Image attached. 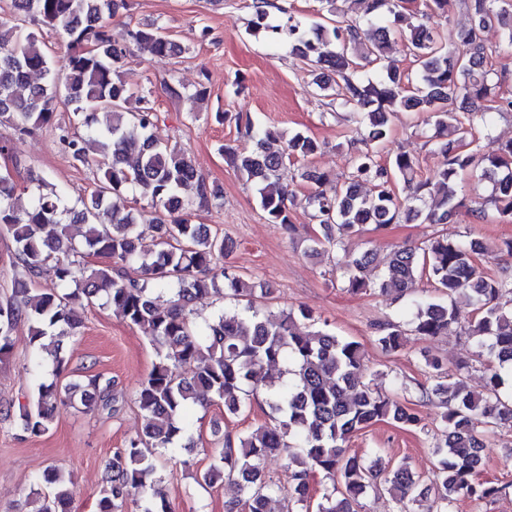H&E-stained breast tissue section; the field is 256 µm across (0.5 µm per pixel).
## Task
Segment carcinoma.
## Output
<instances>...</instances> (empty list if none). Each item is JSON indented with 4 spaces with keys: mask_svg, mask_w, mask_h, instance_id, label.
<instances>
[{
    "mask_svg": "<svg viewBox=\"0 0 512 512\" xmlns=\"http://www.w3.org/2000/svg\"><path fill=\"white\" fill-rule=\"evenodd\" d=\"M324 2L329 18L320 23L290 15L270 24L268 9L275 4L269 0L256 2L254 21L311 62L313 84L360 112L367 130L343 183L330 184L322 172L304 173L315 185L305 202L320 228L310 253L333 251L368 224L377 229L410 221L446 224L461 210L484 219L483 208L469 207L458 194V179L467 172L492 184L489 203L500 216L512 218V140L485 153L471 148L478 123L512 109V99L501 93L503 72L494 64L498 47L484 38L496 27L502 43L512 45V4L466 0L470 25L444 31L423 22L407 0H354L353 17L338 13L334 0ZM122 5L123 0H7L0 13V123L12 124L21 137L53 132L81 164L90 162L92 152L104 159L93 191L78 205L69 204L44 176L33 175L22 186L0 173V230L11 236L26 276L14 295L0 302V362L11 354L18 322H28L30 342L46 350L45 338L75 335L82 323L79 309L98 300L145 330L158 362L137 395L143 425L109 462L97 512H128L131 503L139 512H170L156 488L161 482L157 457L192 447L189 407L219 400L224 413L236 416L247 397L260 393L274 414L271 422L225 433L224 446L212 449L213 465L196 474L200 485L226 478L237 486L239 499L226 504V512H267L274 495L307 510L317 474L327 484L316 512H356L360 497L380 489L401 505L400 512H413L410 506L422 495L418 477L403 464L383 472L347 445L380 421L417 428L422 413L365 382L358 342L311 328V311L303 306L273 309L267 284L224 266L225 239L191 223L193 208L219 199L220 190L198 173L187 152L155 139L151 100L134 96L122 81L120 69L130 49L114 42L110 30ZM30 25L58 33L65 52L50 54ZM396 31L407 35L417 65L413 72L385 62ZM130 37L153 56L182 53L159 27L139 28ZM364 63L374 67L373 74L358 75ZM133 98L137 106L130 108ZM60 112L69 113L68 122L59 121ZM397 112L436 118L432 145L443 166L434 178H417L419 162L405 152L388 164L379 159ZM247 126L254 147L235 155V166L256 186L268 222L288 224L295 194L280 182L279 171L314 154L318 144L303 132L286 138L271 126ZM270 141L282 142V149L268 150ZM364 182L373 184L372 193H361ZM28 191L31 203L23 208L18 200ZM125 195L147 206L122 211L111 205V199ZM49 224L56 227L52 237L44 235ZM74 224L82 226L78 243L70 234ZM484 250L479 241L438 231L420 246L396 245L384 255L367 249L350 255L346 264L351 293L405 296L423 277L441 293L438 299L416 298L410 311L377 325L383 351L398 352L409 335L434 337L455 328L488 357L483 393L468 390L460 380L448 382L440 373L433 385L420 387L422 397L439 399L443 424L433 445L438 466L428 512H450L460 498L483 502L503 491L478 478L486 458L479 428L512 425V392L503 393L512 385V309L498 303L503 294H512V278L483 276L476 258ZM72 255L108 263L86 266ZM45 275L56 287L30 294L29 284ZM161 290L169 294L164 307L156 300ZM461 296L472 306L467 315L458 307ZM204 297L230 298L237 306L197 322L194 303ZM50 356L54 379L40 383L18 411L4 412V419L28 437L48 430L60 402L86 412L110 411L115 402L110 380L92 376L81 384L58 383L64 358L56 349ZM272 455L285 461L286 486L264 474L263 463ZM47 483L53 488L35 492V512H71L74 483L57 475Z\"/></svg>",
    "mask_w": 512,
    "mask_h": 512,
    "instance_id": "obj_1",
    "label": "carcinoma"
}]
</instances>
